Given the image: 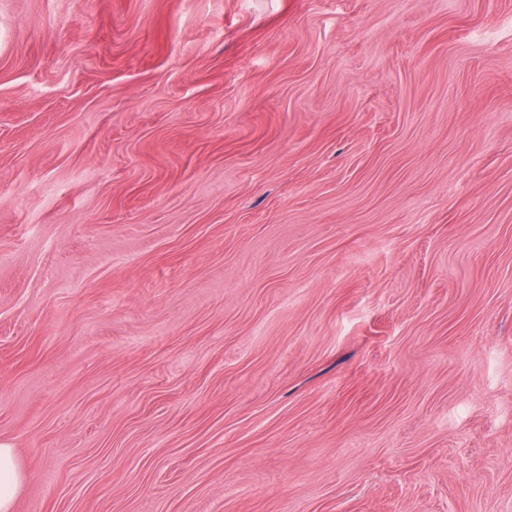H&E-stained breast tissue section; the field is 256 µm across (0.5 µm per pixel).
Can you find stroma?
Returning <instances> with one entry per match:
<instances>
[{
  "label": "stroma",
  "mask_w": 512,
  "mask_h": 512,
  "mask_svg": "<svg viewBox=\"0 0 512 512\" xmlns=\"http://www.w3.org/2000/svg\"><path fill=\"white\" fill-rule=\"evenodd\" d=\"M16 512H512V0H0Z\"/></svg>",
  "instance_id": "stroma-1"
}]
</instances>
